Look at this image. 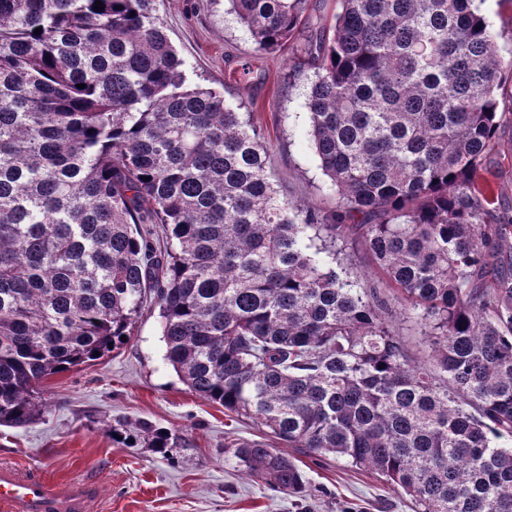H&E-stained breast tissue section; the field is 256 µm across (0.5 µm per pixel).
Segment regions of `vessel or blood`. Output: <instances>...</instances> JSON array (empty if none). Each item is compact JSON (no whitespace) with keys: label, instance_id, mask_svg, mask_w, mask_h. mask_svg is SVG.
Listing matches in <instances>:
<instances>
[{"label":"vessel or blood","instance_id":"b4317fda","mask_svg":"<svg viewBox=\"0 0 512 512\" xmlns=\"http://www.w3.org/2000/svg\"><path fill=\"white\" fill-rule=\"evenodd\" d=\"M95 500L88 484L32 478L0 468V512H93Z\"/></svg>","mask_w":512,"mask_h":512}]
</instances>
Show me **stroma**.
<instances>
[{
    "label": "stroma",
    "mask_w": 512,
    "mask_h": 512,
    "mask_svg": "<svg viewBox=\"0 0 512 512\" xmlns=\"http://www.w3.org/2000/svg\"><path fill=\"white\" fill-rule=\"evenodd\" d=\"M154 6L185 61L187 84L250 102L279 197L300 210H331L336 196L310 146L309 83L283 81L294 48L256 52L228 0H154ZM474 7L495 34L501 59H512V0H474ZM244 64L265 71V81L232 80ZM165 351L157 310H144L127 343L43 383L39 420L25 428L0 427V466L55 481H93L100 512H412L376 475L333 458L303 459L307 491L300 503L245 476L225 457L224 445L263 438L265 429L189 390ZM120 421L166 429L174 446L165 455L140 443L126 447L112 438Z\"/></svg>",
    "instance_id": "obj_1"
}]
</instances>
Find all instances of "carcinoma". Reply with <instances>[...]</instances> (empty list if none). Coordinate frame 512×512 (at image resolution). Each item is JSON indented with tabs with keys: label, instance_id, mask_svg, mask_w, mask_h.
I'll return each instance as SVG.
<instances>
[{
	"label": "carcinoma",
	"instance_id": "obj_1",
	"mask_svg": "<svg viewBox=\"0 0 512 512\" xmlns=\"http://www.w3.org/2000/svg\"><path fill=\"white\" fill-rule=\"evenodd\" d=\"M95 2L0 0V426L124 344L150 292L196 395L415 512H512V211L490 184L512 61L473 0H338L313 42L307 0H229L256 51L297 42L293 76L313 71L330 212L278 197L245 104L186 85L153 0ZM357 244L380 281L346 278ZM117 438L171 440L145 422ZM224 454L305 491L274 443Z\"/></svg>",
	"mask_w": 512,
	"mask_h": 512
}]
</instances>
